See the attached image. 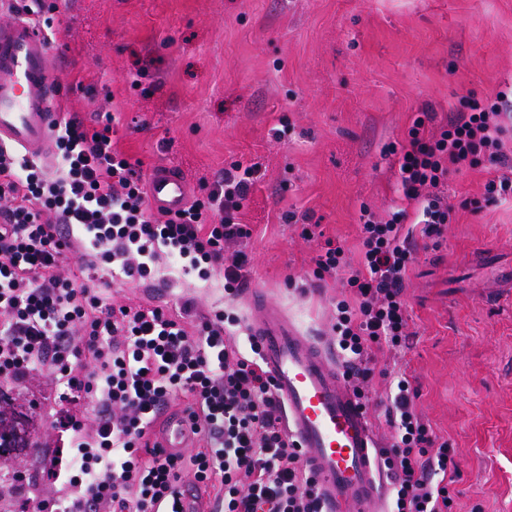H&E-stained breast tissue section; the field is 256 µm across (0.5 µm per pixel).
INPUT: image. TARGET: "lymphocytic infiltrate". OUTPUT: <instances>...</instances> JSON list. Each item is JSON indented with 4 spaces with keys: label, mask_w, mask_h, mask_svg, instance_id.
<instances>
[{
    "label": "lymphocytic infiltrate",
    "mask_w": 512,
    "mask_h": 512,
    "mask_svg": "<svg viewBox=\"0 0 512 512\" xmlns=\"http://www.w3.org/2000/svg\"><path fill=\"white\" fill-rule=\"evenodd\" d=\"M510 114L512 86L468 97L435 134L430 113H421L398 159L405 205L384 220L362 209L359 264L332 326L358 397L374 373L373 348L397 350L408 338L403 291L415 243L406 224L441 236L452 212L443 195L450 174L505 164L502 119ZM119 122L111 113L97 128L58 119L52 172L0 150V383L45 372L62 388L59 427L69 451L55 453L43 475L65 488L56 512H155L187 474L216 488L222 512H319L318 481L282 426L259 346L250 342L244 352L236 342L240 317L197 314L195 298L185 296L173 307L117 303L89 277L105 269L121 283L145 284L177 259L203 280L223 273L225 295L237 297L251 235L238 215L258 166L226 169L185 209L158 213L141 170L112 147ZM73 255L85 276L62 274ZM415 393L399 376L387 413L395 441L381 452L393 475L390 512H448L458 465L452 449L434 446L413 408ZM179 397L206 446L174 457L152 443L149 428Z\"/></svg>",
    "instance_id": "obj_1"
}]
</instances>
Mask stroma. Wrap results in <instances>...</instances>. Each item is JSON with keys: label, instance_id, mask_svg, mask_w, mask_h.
Returning <instances> with one entry per match:
<instances>
[{"label": "stroma", "instance_id": "obj_1", "mask_svg": "<svg viewBox=\"0 0 512 512\" xmlns=\"http://www.w3.org/2000/svg\"><path fill=\"white\" fill-rule=\"evenodd\" d=\"M64 86L62 110L97 126L119 109L115 150L143 174L176 168L192 194L232 164L260 178L238 220L252 235L248 285L264 289L304 334L331 338L340 278L315 280L325 240L360 253L359 215L399 201L397 157L420 112L439 130L463 97L512 84V0H50ZM496 169L465 168L448 180L453 219L416 242L405 279L412 335L401 355L375 350L368 395L383 446L389 388L405 369L416 411L435 444L454 450L448 512H512V298L485 302L460 280L479 281L481 256L512 261V204L480 212ZM322 235L307 239L308 225ZM161 276L201 311L224 303L221 277L202 283L176 267ZM29 423L23 448L0 452V482L24 465L29 512L58 498L43 482L59 410L49 376L0 385Z\"/></svg>", "mask_w": 512, "mask_h": 512}]
</instances>
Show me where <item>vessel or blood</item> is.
I'll return each mask as SVG.
<instances>
[{"label":"vessel or blood","mask_w":512,"mask_h":512,"mask_svg":"<svg viewBox=\"0 0 512 512\" xmlns=\"http://www.w3.org/2000/svg\"><path fill=\"white\" fill-rule=\"evenodd\" d=\"M44 34L16 17L0 23V148L50 162L51 129L63 85ZM190 188L171 167L155 169L149 200L175 213L189 204ZM250 333L275 382L283 420L318 479L322 512H383L387 476L369 417L344 383L345 367L328 346L303 334L284 310L259 289L248 298ZM191 438L181 418L171 419L160 442L177 456Z\"/></svg>","instance_id":"vessel-or-blood-1"}]
</instances>
